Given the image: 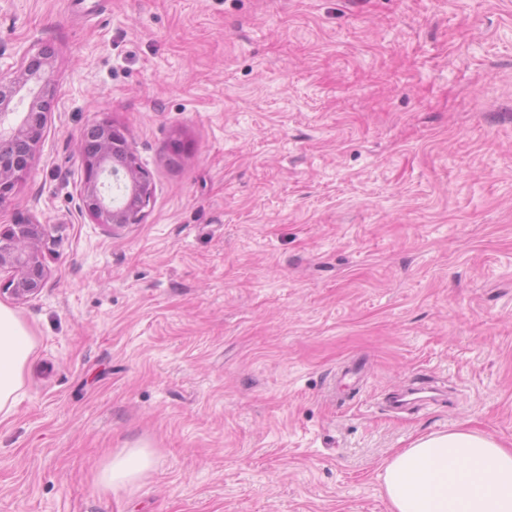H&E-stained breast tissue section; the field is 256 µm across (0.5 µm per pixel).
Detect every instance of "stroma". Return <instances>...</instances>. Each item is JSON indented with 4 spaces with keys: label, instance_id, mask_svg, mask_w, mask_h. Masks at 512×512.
Returning <instances> with one entry per match:
<instances>
[{
    "label": "stroma",
    "instance_id": "1",
    "mask_svg": "<svg viewBox=\"0 0 512 512\" xmlns=\"http://www.w3.org/2000/svg\"><path fill=\"white\" fill-rule=\"evenodd\" d=\"M41 47L0 512H389L414 438L512 448V0H0V76ZM96 113L154 182L112 235L80 199ZM412 380L435 397L389 411ZM133 446L152 468L101 491ZM44 231L31 215L17 214L0 226V293L24 301L41 291L47 277ZM152 464V453L145 446L121 449L98 470L96 483L107 493L126 490L133 487Z\"/></svg>",
    "mask_w": 512,
    "mask_h": 512
}]
</instances>
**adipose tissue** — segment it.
I'll return each mask as SVG.
<instances>
[{"label":"adipose tissue","instance_id":"ef3b65f1","mask_svg":"<svg viewBox=\"0 0 512 512\" xmlns=\"http://www.w3.org/2000/svg\"><path fill=\"white\" fill-rule=\"evenodd\" d=\"M36 338L0 304V416L24 395L23 372ZM153 464L147 447L124 448L97 472L107 493L133 487ZM390 512H512V448L458 427L415 438L397 450L380 474Z\"/></svg>","mask_w":512,"mask_h":512}]
</instances>
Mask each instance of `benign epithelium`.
Instances as JSON below:
<instances>
[{
	"label": "benign epithelium",
	"instance_id": "1",
	"mask_svg": "<svg viewBox=\"0 0 512 512\" xmlns=\"http://www.w3.org/2000/svg\"><path fill=\"white\" fill-rule=\"evenodd\" d=\"M23 91L31 101L27 112L15 122L10 104ZM56 97L44 48L34 54L23 51L20 67L0 80V204L29 176ZM86 130L97 137L92 152L88 150V138H81L78 145L85 170L80 189L83 208L92 223L108 234L141 223L154 193L150 172L125 132L108 115L94 116ZM114 186L123 194L119 205L112 197ZM44 235V225L31 215L17 214L10 223L0 226V293L24 301L41 291L47 277Z\"/></svg>",
	"mask_w": 512,
	"mask_h": 512
}]
</instances>
